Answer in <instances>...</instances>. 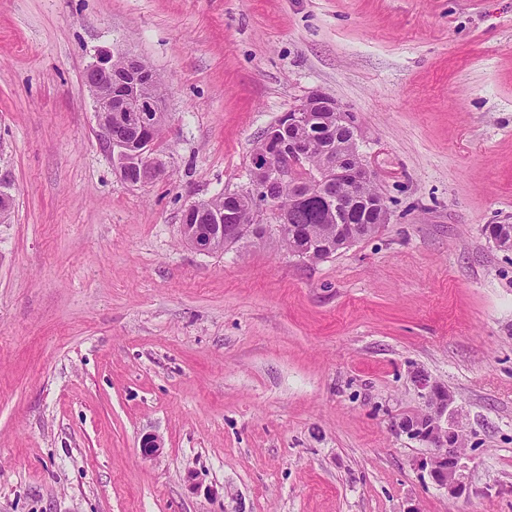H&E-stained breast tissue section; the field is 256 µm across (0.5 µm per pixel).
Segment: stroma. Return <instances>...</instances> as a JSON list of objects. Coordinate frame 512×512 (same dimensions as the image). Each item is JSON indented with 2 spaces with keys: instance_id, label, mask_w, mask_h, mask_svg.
<instances>
[{
  "instance_id": "35a3bbf8",
  "label": "stroma",
  "mask_w": 512,
  "mask_h": 512,
  "mask_svg": "<svg viewBox=\"0 0 512 512\" xmlns=\"http://www.w3.org/2000/svg\"><path fill=\"white\" fill-rule=\"evenodd\" d=\"M116 43L166 82L143 187L84 83ZM314 90L389 222L318 262L186 246ZM0 167V512H512V250L484 233L512 224V0H0ZM418 374L456 399L462 497L398 427Z\"/></svg>"
}]
</instances>
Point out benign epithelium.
Segmentation results:
<instances>
[{
	"label": "benign epithelium",
	"instance_id": "1",
	"mask_svg": "<svg viewBox=\"0 0 512 512\" xmlns=\"http://www.w3.org/2000/svg\"><path fill=\"white\" fill-rule=\"evenodd\" d=\"M129 57L116 45L103 50L86 69L85 84L92 96L103 149L112 160L115 172L126 179L130 170L139 174L138 184L152 183L168 171L166 163L154 150L156 130L166 125L167 113L161 96L148 97L145 88L151 84L144 72L130 77L112 76V59ZM329 112L331 119L313 126L309 113ZM119 130L113 134L112 129ZM359 125L354 115L332 97L316 91L298 105L283 113L268 128L263 151L255 156L246 189L232 192L236 206L222 213L211 210L209 202L190 205L185 214H195L199 223L181 225L182 239L192 249L210 253L239 243L250 236L254 224H271L269 230L284 238L288 213L306 206L312 194L296 191L281 203L277 196L265 192V187L294 180L295 170L312 168V180L322 192L328 210L336 214L338 240L343 247L361 238L356 224L358 205L376 209L378 223L388 222V209L382 195L374 192V202L364 194L374 185V176L364 163L358 148ZM321 151V161L313 163L315 151ZM10 173L0 172V208L11 211L9 198ZM417 388L427 401L429 412L403 419L399 427L430 448L429 456L419 460L418 468L428 471L432 480L458 497L468 490L465 466L461 463V434L458 409L454 397L444 387L425 375L415 377Z\"/></svg>",
	"mask_w": 512,
	"mask_h": 512
}]
</instances>
